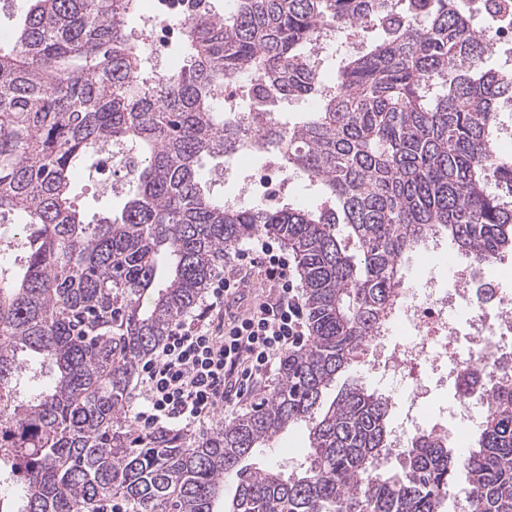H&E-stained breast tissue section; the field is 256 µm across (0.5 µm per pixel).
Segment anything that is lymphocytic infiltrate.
Instances as JSON below:
<instances>
[{"instance_id": "obj_1", "label": "lymphocytic infiltrate", "mask_w": 512, "mask_h": 512, "mask_svg": "<svg viewBox=\"0 0 512 512\" xmlns=\"http://www.w3.org/2000/svg\"><path fill=\"white\" fill-rule=\"evenodd\" d=\"M235 257V267L218 270L207 284L193 315L175 322L160 352L143 362L133 415L139 435L178 432L233 409L281 355L304 345L301 292L286 254L258 235ZM243 266L261 273L266 289L238 311L232 302Z\"/></svg>"}]
</instances>
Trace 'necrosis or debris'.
I'll return each instance as SVG.
<instances>
[{
  "label": "necrosis or debris",
  "mask_w": 512,
  "mask_h": 512,
  "mask_svg": "<svg viewBox=\"0 0 512 512\" xmlns=\"http://www.w3.org/2000/svg\"><path fill=\"white\" fill-rule=\"evenodd\" d=\"M212 7L211 0H152L143 42L153 67L170 63L169 50L183 38L186 21ZM445 265L450 271L443 283L436 272ZM366 352L371 377L400 393L403 420L391 431L392 447H404L412 434L428 428L444 434L449 422L469 423L471 405L460 399L440 408L433 421H426L424 412L432 386L472 373L483 389L512 365V256L486 265L452 263L442 240L429 241L418 284L399 286L386 323ZM429 375L435 385L426 383Z\"/></svg>",
  "instance_id": "1"
}]
</instances>
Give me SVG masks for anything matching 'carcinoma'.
Listing matches in <instances>:
<instances>
[{
	"label": "carcinoma",
	"instance_id": "carcinoma-1",
	"mask_svg": "<svg viewBox=\"0 0 512 512\" xmlns=\"http://www.w3.org/2000/svg\"><path fill=\"white\" fill-rule=\"evenodd\" d=\"M0 47V218L24 216L0 259V476L23 484L0 512H442L465 472V512H512V369L475 442L412 436L393 471L389 399L336 376L364 355L432 236L477 264L512 253V157L491 150L512 68L466 0H232L188 23L179 65L155 75L128 32L138 0H27ZM376 25L327 81L311 43ZM247 87L243 110L224 88ZM316 98L285 126L288 99ZM138 162L123 206L92 223L71 176L105 146ZM273 155L312 205L224 199L203 161ZM263 233L294 253L308 343L281 360L275 391L194 445L135 433L142 358L195 306L217 261ZM301 426L288 473L245 465ZM235 482L224 496V479Z\"/></svg>",
	"mask_w": 512,
	"mask_h": 512
}]
</instances>
